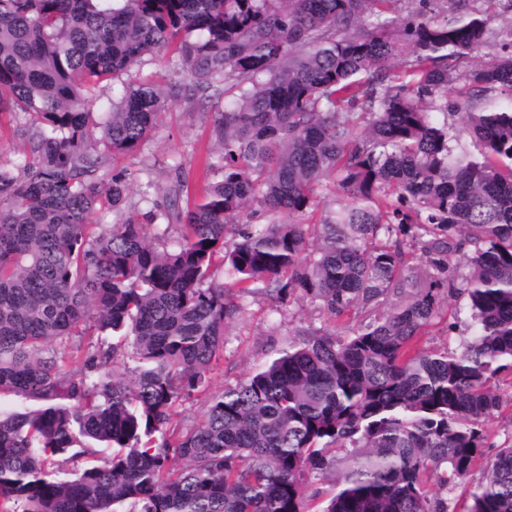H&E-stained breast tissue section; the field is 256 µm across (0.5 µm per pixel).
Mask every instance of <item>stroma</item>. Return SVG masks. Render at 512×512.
Masks as SVG:
<instances>
[{
	"mask_svg": "<svg viewBox=\"0 0 512 512\" xmlns=\"http://www.w3.org/2000/svg\"><path fill=\"white\" fill-rule=\"evenodd\" d=\"M481 11L492 17L494 38L473 55V62L497 55L499 32L512 30V6L507 0H469L466 7L449 4L447 10L436 11L439 19H451L464 12ZM215 107L208 102L189 105L170 102L162 113L150 140L140 151L111 158L109 171L125 172L130 180V201L140 211H148L153 202L161 201L162 190L171 177V168L182 163L192 194H201L210 177L204 159L213 143L211 114ZM458 319L459 331L448 336L445 325ZM324 317L305 303L296 301L274 310L261 295L246 297L242 312L226 328L224 355L211 372V388L218 391L242 381L258 364L285 348L298 332L323 326ZM470 317L463 298L446 299L442 317L422 339L426 348L446 344L460 346L470 335Z\"/></svg>",
	"mask_w": 512,
	"mask_h": 512,
	"instance_id": "stroma-1",
	"label": "stroma"
}]
</instances>
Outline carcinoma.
I'll list each match as a JSON object with an SVG mask.
<instances>
[{
	"mask_svg": "<svg viewBox=\"0 0 512 512\" xmlns=\"http://www.w3.org/2000/svg\"><path fill=\"white\" fill-rule=\"evenodd\" d=\"M393 2L0 0V114L28 145L0 159V512H512V436L473 479L503 406L491 383L512 375V32L461 72L491 17L436 20L433 0L384 16ZM163 48L189 80L104 95ZM228 96L217 179L181 209L175 165L166 205L135 214L110 157L169 100ZM450 113L479 155L456 152ZM254 205L266 222L243 220ZM103 211L126 217L90 223ZM251 295L327 324L181 427ZM446 297L471 338L423 348ZM124 354L129 378L105 374ZM98 448L112 456L49 471ZM332 472L330 497L307 493ZM206 408L207 396L193 397L177 406L174 421L184 428L191 427L202 418Z\"/></svg>",
	"mask_w": 512,
	"mask_h": 512,
	"instance_id": "1",
	"label": "carcinoma"
}]
</instances>
